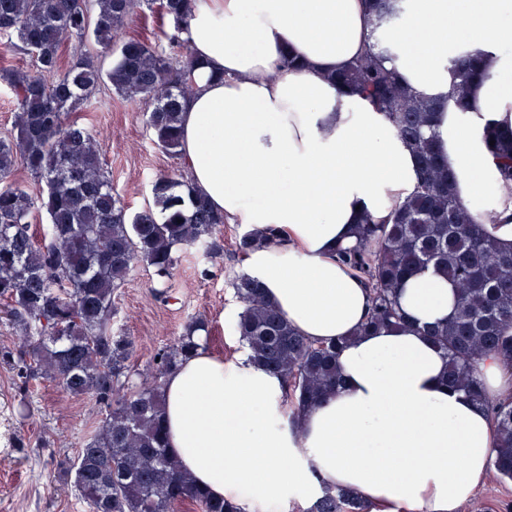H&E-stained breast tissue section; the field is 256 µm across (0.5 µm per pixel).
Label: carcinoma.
<instances>
[{"mask_svg": "<svg viewBox=\"0 0 512 512\" xmlns=\"http://www.w3.org/2000/svg\"><path fill=\"white\" fill-rule=\"evenodd\" d=\"M191 0H158V12L179 32ZM143 0H0V38L30 55L35 70L4 68L16 105V135L0 140V181L20 164L45 183L35 199L13 185L0 188V317L18 338L0 351V366L25 381L45 379L74 396L105 408L93 433L83 439L73 464L62 463L58 478L73 480L86 512H177L187 501L196 512H241L212 499L181 471L168 448L163 426L164 378L199 344L195 333L209 329L197 318L158 354L151 377L132 379L131 337L112 331V294L132 266L142 262L166 282L178 249L211 241L224 216L188 188L186 180L160 174L153 204L131 214L112 193L100 146L90 130L71 117L108 80L126 99H146L147 127L155 145L181 155L182 104L192 90L197 65L191 51L173 55L124 28ZM374 31L386 39L402 15L403 0H371ZM93 35L105 55L104 69L91 56L64 64V42ZM478 57L466 49L448 58L453 83L448 100L463 107L476 75ZM329 79L369 98L398 136L413 149L420 185L390 224L363 216L354 228L357 244L340 253L372 296L364 326L406 325L398 304L405 279L434 267L456 288L448 318L423 328L447 359V382L467 392L491 417L495 429L492 469L512 481V397L490 400L476 376L487 355L512 364V247L485 234L458 203L455 175L440 161L430 134L438 104L405 86L377 56L358 58ZM498 171L512 180V132L493 129ZM43 210L48 224L36 239L32 218ZM233 288L242 303L235 330L254 362L282 375L288 410L295 414L339 386L338 341L314 342L300 334L265 296L262 284L241 274ZM307 512H370V505L344 489L323 488Z\"/></svg>", "mask_w": 512, "mask_h": 512, "instance_id": "cac0c4a2", "label": "carcinoma"}]
</instances>
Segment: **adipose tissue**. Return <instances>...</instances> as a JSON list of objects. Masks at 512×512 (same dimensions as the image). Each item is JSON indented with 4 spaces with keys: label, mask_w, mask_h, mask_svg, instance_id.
Instances as JSON below:
<instances>
[{
    "label": "adipose tissue",
    "mask_w": 512,
    "mask_h": 512,
    "mask_svg": "<svg viewBox=\"0 0 512 512\" xmlns=\"http://www.w3.org/2000/svg\"><path fill=\"white\" fill-rule=\"evenodd\" d=\"M182 37L199 62L182 111L187 177L227 223L283 231L244 270L299 334L339 341L341 385L286 415L279 374L245 346L215 356L196 333L198 351L164 381L169 448L195 486L241 512H280L326 485L372 512H458L490 475L495 427L419 332L447 318L453 285L418 272L399 292L407 326L365 334L370 295L338 259L361 215L388 222L419 183L385 114L329 79L376 41L365 0H193ZM387 44L385 66L441 104L434 133L457 199L512 245V183L487 139L512 129V0H405ZM462 48L484 68L463 109L448 101ZM288 52L302 69L281 66Z\"/></svg>",
    "instance_id": "adipose-tissue-1"
}]
</instances>
